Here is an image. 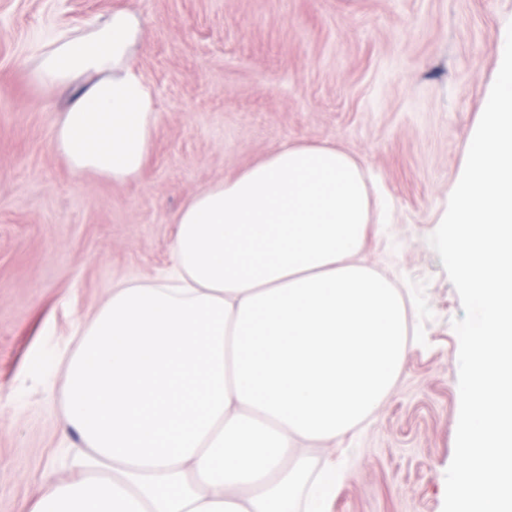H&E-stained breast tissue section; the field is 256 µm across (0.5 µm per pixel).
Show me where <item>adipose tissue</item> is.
<instances>
[{"label": "adipose tissue", "instance_id": "adipose-tissue-1", "mask_svg": "<svg viewBox=\"0 0 512 512\" xmlns=\"http://www.w3.org/2000/svg\"><path fill=\"white\" fill-rule=\"evenodd\" d=\"M137 15L43 43L30 77L71 92L55 125L73 172L137 175L160 118L133 63ZM360 164L286 144L174 215L172 272L114 288L62 358L64 427L84 446L30 512H329L345 465L305 445L345 436L392 391L412 347L403 300L359 255Z\"/></svg>", "mask_w": 512, "mask_h": 512}]
</instances>
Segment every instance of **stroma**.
Listing matches in <instances>:
<instances>
[{
  "label": "stroma",
  "mask_w": 512,
  "mask_h": 512,
  "mask_svg": "<svg viewBox=\"0 0 512 512\" xmlns=\"http://www.w3.org/2000/svg\"><path fill=\"white\" fill-rule=\"evenodd\" d=\"M135 13L134 64L161 119L141 173H73L54 145L65 91L28 64L61 28ZM512 0H0V512L68 475L60 357L121 283L172 263L174 214L287 142L362 164L386 205L365 265L406 302L414 344L394 394L311 452L354 473L330 512H442L460 409L459 295L429 243L494 83Z\"/></svg>",
  "instance_id": "stroma-1"
}]
</instances>
